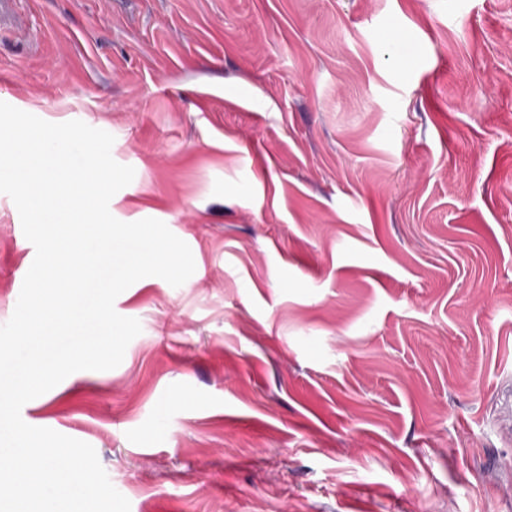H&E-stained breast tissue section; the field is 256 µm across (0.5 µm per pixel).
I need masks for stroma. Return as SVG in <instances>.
I'll return each instance as SVG.
<instances>
[{"mask_svg": "<svg viewBox=\"0 0 512 512\" xmlns=\"http://www.w3.org/2000/svg\"><path fill=\"white\" fill-rule=\"evenodd\" d=\"M0 102L112 134L111 214L194 257L21 411L130 512H512V0H0Z\"/></svg>", "mask_w": 512, "mask_h": 512, "instance_id": "1", "label": "stroma"}]
</instances>
